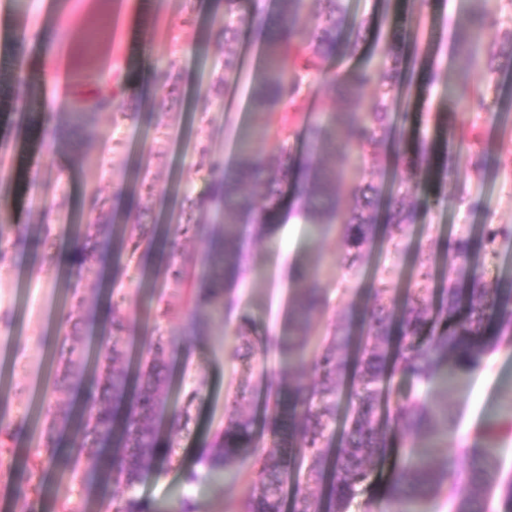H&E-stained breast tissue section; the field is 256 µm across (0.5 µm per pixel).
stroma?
<instances>
[{
  "label": "stroma",
  "mask_w": 512,
  "mask_h": 512,
  "mask_svg": "<svg viewBox=\"0 0 512 512\" xmlns=\"http://www.w3.org/2000/svg\"><path fill=\"white\" fill-rule=\"evenodd\" d=\"M151 13H144L142 0H28V10H18L14 0H0V43L15 44L17 37L34 35L42 25L62 28L66 36L56 43L53 59L64 66L67 84L60 88L70 106L91 104L107 95L110 87H123L121 107L95 112L90 129L77 139L58 141L55 152L44 147L45 133L17 111L19 100L28 96V83L12 84L0 94V156L26 158L19 179L8 193L0 195V208H7L10 221L28 225L42 236L37 245L8 248L0 261V368L11 379L0 397L7 402V418L23 425L15 453L25 456L32 440L47 436L50 417L34 415L36 402L47 385L64 368L62 347H84L101 335L102 326L58 328L59 314H77L85 306L107 302L111 289H121L131 322L126 331L139 349L162 347L168 364L170 386L167 401L158 416L162 440L171 442L173 462L167 474L147 475L136 493L153 507H176L171 490L183 485L193 512H225L250 491L248 466L233 476L204 486H184V470L193 468L201 448L228 420L233 399H241L244 412L262 420L267 385L279 379L277 359L260 361L257 346L266 335L282 333L293 304L292 270L299 264L317 269L326 298V308L310 321L308 339L318 346L337 323L343 322L353 304L366 301L369 269H376L390 300L400 298L410 285L413 269L432 264L448 266L439 245L458 228L479 238L482 225L512 224V70L476 74L486 97L488 115L468 138L488 145L497 157L479 173L469 157H462L449 177L444 208L424 215L404 238L384 242L375 250L370 267L351 265L332 230L312 239L307 224L276 222L269 235L256 224L242 227L241 243L245 270L232 293L236 310L214 318L203 314L205 334L201 341L172 352L168 346L180 335L182 314L191 306L192 286L175 281L167 262L148 263L136 228L140 212L175 232V259L193 267L203 277V258L208 245L190 233L193 224H219L222 210L206 194L212 178L209 162L223 160L232 166L237 142L244 130H254V154L273 158L280 148L294 157L304 154L302 141L290 137L287 144L262 135V113L251 106V84L261 65L259 39L241 31L233 49L237 70L224 88L213 85L224 66V37L219 27L223 14L212 11L210 0H152ZM350 18L366 21L365 41L356 51L320 61L319 77L358 69L369 53L382 52L387 41L379 35L382 16H395L407 27H420L417 42L407 51L419 59L434 61L439 81L430 96L411 99L414 112L436 113L438 99L448 81L450 42L456 24L467 23L478 10L477 0H345ZM98 26V66H91L82 51L84 34ZM149 28L151 52L139 51V30ZM176 59L180 73L177 99L164 92L144 94L140 87L143 67H155ZM36 181L46 204L32 207L26 185ZM467 184L468 197L457 199L453 186ZM97 195L107 213L126 224L121 261L102 278H79L78 270L64 256L71 243L81 242L80 224L90 217L89 197ZM158 242L159 250H167ZM512 372V344L501 345L473 370L466 384L448 397L458 416L454 433L440 438L433 450L435 464L461 463V450L480 440L487 418L501 413L512 400V391L499 388V377ZM181 413L186 425L171 432L169 417ZM396 461L395 450L372 468L348 512H391L388 483ZM40 494H22L8 466H0V512H113L117 487L72 475L61 465H45Z\"/></svg>",
  "instance_id": "stroma-1"
}]
</instances>
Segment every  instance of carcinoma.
I'll return each mask as SVG.
<instances>
[{
	"label": "carcinoma",
	"mask_w": 512,
	"mask_h": 512,
	"mask_svg": "<svg viewBox=\"0 0 512 512\" xmlns=\"http://www.w3.org/2000/svg\"><path fill=\"white\" fill-rule=\"evenodd\" d=\"M272 16L241 13L239 0H224V43L237 39L240 31L255 23L265 33L267 52L255 75L251 95L255 107L268 116L279 111L277 133L282 141L291 135L288 113L298 99L314 90L309 66H302L300 53L308 49L321 59L337 56L345 31L352 46L364 39L366 25L349 23L343 0H275ZM489 12L474 16L472 26H460L454 33L450 57L453 71L444 95L446 115L480 118L487 112L484 95L472 80L473 72L512 70V35L495 49L485 43L479 31L492 25ZM400 29L391 32L386 51L374 63L332 78L338 90V112L330 122L320 118L308 121L304 138L309 151L308 165L296 168L295 158L284 148L272 161L246 150L234 171L224 170L214 160L211 172L221 187L217 202L224 208V227L212 224L194 226V233L208 240L206 276L196 295L195 306L185 314L180 336L197 340L202 336L199 309L221 312L232 308L228 289L234 287L244 258L239 245L238 220L251 214L260 232L271 230L270 220L277 213L288 177L298 172V198L304 221L326 233L340 230L341 244L352 262L368 263L380 239L389 229L404 235L443 197L432 195L424 185L445 182L455 168L463 148L472 150L475 167L484 170L489 152L465 146V136L448 129L441 141L425 133L415 141L405 135V118L399 117L406 91L433 87L438 74L417 67V60L404 59ZM381 91L367 101L373 81ZM392 144L395 163L412 172V180L398 189L384 182L351 184L348 168L355 151H366L382 142ZM333 164L326 167L322 157ZM250 184H262L266 192L258 203L247 191ZM350 195L353 207H341V197ZM93 230L92 252L99 263L115 254L114 241L124 227L106 217ZM512 238V225L485 224L480 247L484 254L496 255L498 239ZM445 253L451 260L448 274L419 269L415 276L433 283L437 303L422 290L409 288L401 305L388 307L374 302L361 316L358 331L346 323L334 330L326 342L308 354L307 328L313 313L326 306V297L317 287L315 276L297 268L298 283L288 332L267 336L259 343L262 354L275 353L284 377L268 386L265 423L276 450L259 446L252 416L230 419L224 429L207 443L199 458L203 471L184 475L188 486L203 484L210 477L250 462L251 490L235 507V512H345L358 488L368 479L371 466L394 444L400 432L434 439L451 432L455 418L448 407L430 405L416 395L390 400L391 380L399 375L418 383L443 375L444 385L454 389L457 382L479 367L499 344L512 343V278L485 279L475 262L476 251L469 235H448ZM88 324L109 323L122 330L128 323L124 297L112 291L111 302L82 310ZM119 340L101 337L98 346L70 351L60 382L74 389L89 382L93 404L82 416L70 409H59L42 398L40 409L53 424L66 429L74 426L82 433V444L63 459L73 473L102 478L124 488V495L113 503V512H145L135 490L145 474L162 471L172 462L171 444L161 441L156 426L157 409L167 398L169 381L166 364L154 358L142 361L137 354L118 348ZM310 368L314 381L302 378ZM348 399L350 411L343 425L337 448L328 447L336 424L339 404ZM6 411L0 398V457L15 447L22 427L5 422ZM512 423V413L502 423L490 424L483 442L465 449L461 473L446 465L437 466L421 452L410 450L389 485L388 497L394 512H419L417 507L438 496L445 485L459 475L470 487V494L453 499L452 512H512V480L502 477L499 466L498 433L502 424ZM112 441V453L102 444ZM54 434H49L14 464L15 475L26 487L36 489L45 463L59 459ZM304 472L307 481L321 487L318 498L307 496L294 486L286 498L285 486L294 473Z\"/></svg>",
	"instance_id": "cac0c4a2"
}]
</instances>
